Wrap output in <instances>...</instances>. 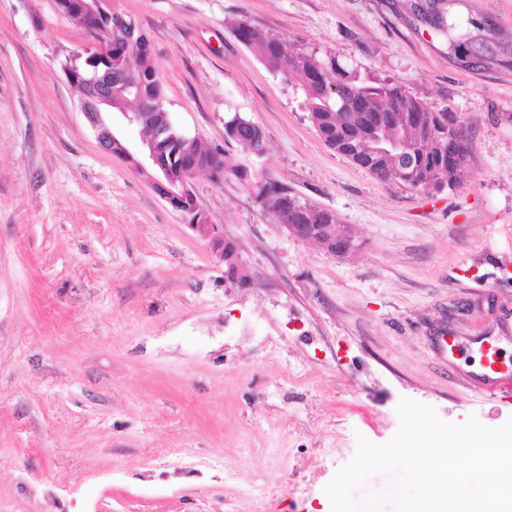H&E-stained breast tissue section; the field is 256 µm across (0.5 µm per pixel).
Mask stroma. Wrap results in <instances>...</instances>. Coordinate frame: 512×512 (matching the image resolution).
Wrapping results in <instances>:
<instances>
[{"mask_svg":"<svg viewBox=\"0 0 512 512\" xmlns=\"http://www.w3.org/2000/svg\"><path fill=\"white\" fill-rule=\"evenodd\" d=\"M403 3L116 0L152 43L175 127L357 244L296 240L254 186L198 173L240 286L99 147L61 69L86 33L56 0H0V512H329L325 486L358 437L395 435L401 398L456 424L512 418L462 384L482 338L512 364V54L464 69ZM456 11L512 42V0ZM240 20L454 114L460 184L383 183L330 149L298 85L236 40ZM235 114L264 156L226 138Z\"/></svg>","mask_w":512,"mask_h":512,"instance_id":"1","label":"stroma"}]
</instances>
